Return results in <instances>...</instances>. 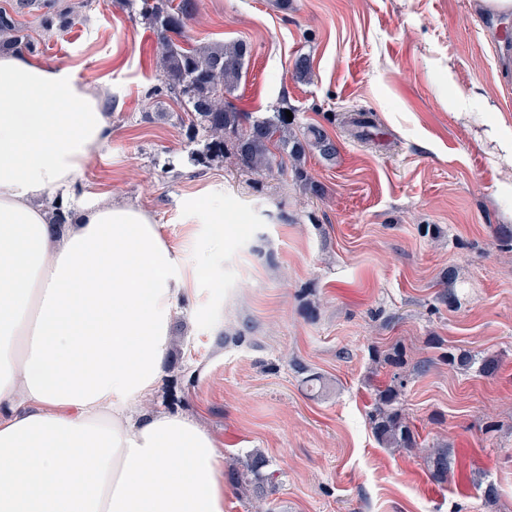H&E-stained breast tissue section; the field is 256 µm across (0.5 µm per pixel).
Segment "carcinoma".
Wrapping results in <instances>:
<instances>
[{
    "mask_svg": "<svg viewBox=\"0 0 512 512\" xmlns=\"http://www.w3.org/2000/svg\"><path fill=\"white\" fill-rule=\"evenodd\" d=\"M198 0H141L140 14L159 33L162 56V80L166 95L187 110L192 139H201L202 148L191 152L192 164L209 169L215 162L231 160L236 166L254 173L291 169L296 180L316 190L304 169L307 155L313 151L324 159L336 156V143L325 129L309 126L301 132L285 110L266 117L249 119L226 100V94L238 85L249 47L243 41L212 42L185 46L184 19L194 17ZM34 37L10 16L0 12V48L27 49ZM448 366L469 370L478 366L489 377L499 367L495 357L475 359L469 353L448 352L442 355ZM405 378L393 375L391 383L377 390L376 405L370 416L371 429L378 442L390 448H419L418 434L407 415L398 407ZM424 461L431 478L438 484L448 482L451 462L448 448L427 450ZM269 459L255 450L227 471V480L247 499L265 502L277 490L274 474L268 471Z\"/></svg>",
    "mask_w": 512,
    "mask_h": 512,
    "instance_id": "carcinoma-1",
    "label": "carcinoma"
}]
</instances>
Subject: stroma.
Returning a JSON list of instances; mask_svg holds the SVG:
<instances>
[{
	"mask_svg": "<svg viewBox=\"0 0 512 512\" xmlns=\"http://www.w3.org/2000/svg\"><path fill=\"white\" fill-rule=\"evenodd\" d=\"M0 0L34 32L33 59L99 90L106 149L66 194L76 212L106 193L149 213L184 274L208 235L196 204L224 205L223 273L195 283L173 328L168 372L148 404L213 434L226 463L258 449L278 490L273 512H512V16L478 0H200L192 41L248 44L229 99L255 117L287 106L295 128L323 126L337 155L309 154L312 194L293 173L194 167L161 80L158 37L140 0ZM71 9L64 27L48 19ZM311 74L297 77V57ZM372 114L368 128L350 125ZM455 270L456 301L440 298ZM240 343L224 342L242 324ZM223 332H216V325ZM403 346L399 404L424 448L446 445L447 483L420 452L387 448L369 415ZM499 358L460 373L442 352ZM430 361L415 373L414 364ZM322 378L312 390L295 370ZM494 485L497 496L486 499Z\"/></svg>",
	"mask_w": 512,
	"mask_h": 512,
	"instance_id": "obj_1",
	"label": "stroma"
}]
</instances>
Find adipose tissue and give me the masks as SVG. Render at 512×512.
Masks as SVG:
<instances>
[{"label":"adipose tissue","mask_w":512,"mask_h":512,"mask_svg":"<svg viewBox=\"0 0 512 512\" xmlns=\"http://www.w3.org/2000/svg\"><path fill=\"white\" fill-rule=\"evenodd\" d=\"M112 135L96 87L0 55V512H226V464L193 418L142 403L160 386L189 280L161 225L67 191Z\"/></svg>","instance_id":"1"}]
</instances>
